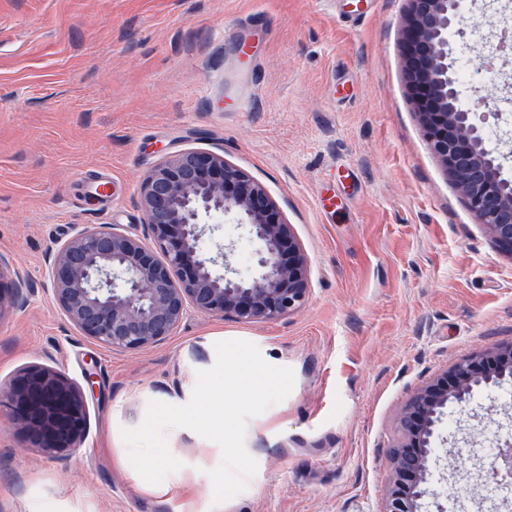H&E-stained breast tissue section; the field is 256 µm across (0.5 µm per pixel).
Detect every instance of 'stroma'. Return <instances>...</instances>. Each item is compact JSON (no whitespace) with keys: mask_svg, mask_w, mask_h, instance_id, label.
Listing matches in <instances>:
<instances>
[{"mask_svg":"<svg viewBox=\"0 0 512 512\" xmlns=\"http://www.w3.org/2000/svg\"><path fill=\"white\" fill-rule=\"evenodd\" d=\"M448 60L493 73L512 131V24L459 0ZM407 0H0V254L32 284L0 314V382L31 364L81 383L89 433L52 460L0 412V512H380L396 416L462 357L512 344V254L469 211L426 141L404 73ZM215 153L263 186L308 260L297 312L242 324L188 310L136 351L82 336L51 298L46 252L78 225L144 233L141 184L166 156ZM206 255L244 228L212 218ZM291 368L290 394L251 418L246 490L213 507L220 447L166 432L182 466L161 485L121 431L148 401L181 406L216 342ZM512 435V380L449 404L427 486L443 512H500L512 479L489 445Z\"/></svg>","mask_w":512,"mask_h":512,"instance_id":"35a3bbf8","label":"stroma"}]
</instances>
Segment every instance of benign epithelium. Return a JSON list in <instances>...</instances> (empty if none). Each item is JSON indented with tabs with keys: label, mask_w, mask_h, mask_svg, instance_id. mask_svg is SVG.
<instances>
[{
	"label": "benign epithelium",
	"mask_w": 512,
	"mask_h": 512,
	"mask_svg": "<svg viewBox=\"0 0 512 512\" xmlns=\"http://www.w3.org/2000/svg\"><path fill=\"white\" fill-rule=\"evenodd\" d=\"M458 0H409L404 70L424 135L469 210L500 247L512 252V181L481 134L476 113L499 116L491 90L459 108L448 72V29ZM141 198L148 245L115 227H76L45 257L52 299L86 338L113 351L148 348L168 338L187 310L254 323L301 309L309 295L307 257L264 188L224 157L187 150L157 165ZM228 217L260 244L259 270L247 279L231 251L207 257L205 219ZM224 261V274L213 266ZM10 261L0 255V313L6 295L17 304L31 285L20 273L4 281ZM455 384L439 387L440 380ZM512 379V345L469 355L421 387L398 417L399 441L390 456L391 482L382 512H421L424 468L435 453L438 425L450 402L474 387ZM10 410L18 436L49 458L83 447L89 432L83 392L64 373L32 365L0 383V408Z\"/></svg>",
	"instance_id": "benign-epithelium-1"
}]
</instances>
